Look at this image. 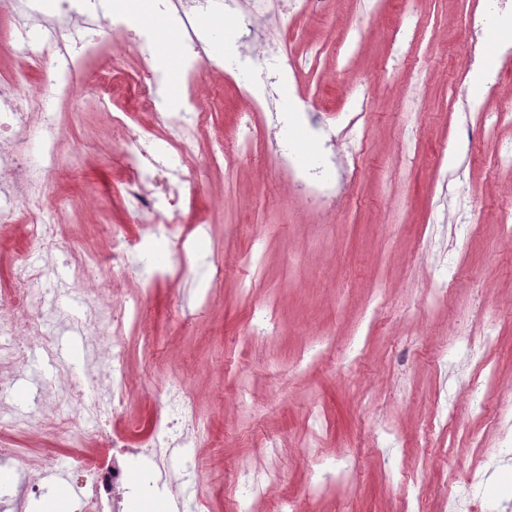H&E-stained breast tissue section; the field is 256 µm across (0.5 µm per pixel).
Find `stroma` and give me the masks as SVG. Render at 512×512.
Here are the masks:
<instances>
[{"mask_svg": "<svg viewBox=\"0 0 512 512\" xmlns=\"http://www.w3.org/2000/svg\"><path fill=\"white\" fill-rule=\"evenodd\" d=\"M473 9V0H333L324 20L295 18L294 52L314 45L323 54L288 99L305 92L335 125L367 106L363 151L339 207L308 213L271 167L281 149L301 167L318 157L310 124L274 126L286 117L281 101L259 118L270 138L232 171L209 172L198 212L204 259L172 262L162 243L151 255L155 267L185 275L179 288L162 283L152 294L156 367L138 357L135 331L126 346L138 378L198 370L201 415L224 448L203 444L185 460L208 474L190 493L206 507L236 512L243 487L234 474L245 470L275 474L305 512H448L449 500L474 494L485 512H512V397L499 391L512 384V236L500 222L512 212V169L494 159L512 127L490 131L478 117L512 102V66L487 16L482 65L501 70L500 84L492 93L459 87ZM115 64L138 61L92 60L81 96L54 104L70 113L67 137L86 141L88 155L52 179L49 210L63 232L41 283L49 291L72 282L74 253L122 221L120 211L92 217L83 207L116 194L120 159L96 137L88 103L94 73ZM220 85L223 99L208 111L213 135L250 105L245 77L231 71ZM217 264L219 299L202 316L199 284ZM82 295L76 288L58 303L71 324L86 316ZM258 308L275 312L276 334H252ZM457 322L493 344L468 353L448 336ZM71 324L50 323L58 356L34 351L7 398L16 409L34 411L36 385L59 366L81 376L91 349ZM318 341L331 354L313 357ZM474 382V397L449 409V396Z\"/></svg>", "mask_w": 512, "mask_h": 512, "instance_id": "obj_1", "label": "stroma"}]
</instances>
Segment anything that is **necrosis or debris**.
<instances>
[{"label":"necrosis or debris","instance_id":"1","mask_svg":"<svg viewBox=\"0 0 512 512\" xmlns=\"http://www.w3.org/2000/svg\"><path fill=\"white\" fill-rule=\"evenodd\" d=\"M330 8L331 0H224L223 21L240 34L238 53L230 65L249 73L260 57L275 56L280 75L300 74L302 67L291 58L288 46L290 22L303 14L328 13ZM93 13L91 0H86L83 11L71 12L69 23L61 24L23 15L15 0H0V47L11 34H44L33 58L52 73L56 95L62 100L75 97L84 86L85 56L109 50L117 57L131 52L139 59L137 70L115 68L101 72L96 81L100 131L108 136L120 132L115 147L125 161L118 194L124 224L113 226L105 249H88L77 256L78 279L86 285L89 310L77 331L96 357L87 362L82 382L60 371L53 388L40 389L38 408L31 413L15 410L4 396L25 365L30 345H38L46 355L54 353L55 339L45 329L54 303L40 287L48 267L18 257L0 288V335L9 339L7 345H0V458L25 463V475L9 504L11 512H27L30 501L43 493L42 480L54 466L50 456L27 455L15 444V435L39 437L51 432L78 449L74 471L78 512H124L125 505H138L157 493L183 504L186 482H199L200 475L192 469L175 470L174 463L208 435L197 396L186 379L165 378L150 388L137 381L129 370L124 336L127 329L141 324L145 301L165 278L158 270L145 272L142 264L156 238H164L167 248L181 259L198 249L192 230L179 231L175 237L170 231L195 210L205 189L193 151L205 122L197 90L228 64L206 55L195 34H188L184 73L189 92L183 99H168L160 93L164 78L151 65L155 34L127 19H94ZM90 23L99 34L86 44L83 55L74 56L76 30ZM117 87L130 93V111L110 110V96ZM278 99L275 90L265 88L262 98L252 99L251 110L239 113L225 134L232 147L223 156L225 169H233L236 157L254 149L257 113L275 108ZM67 119V113L51 111L43 97L26 93L24 65L0 79V235L24 227L29 245L38 247L47 259L53 258L59 235L58 224L44 218L49 177L63 155L81 152L62 136ZM272 165L287 174L289 191L309 207H335L339 196L324 180L321 168L302 171L283 153L273 156ZM89 389L107 397L116 416L133 392L149 391V425L133 423L121 432L103 427L88 435L86 417L101 412L100 403H85ZM63 402L78 405V415L67 420L53 417L52 408Z\"/></svg>","mask_w":512,"mask_h":512}]
</instances>
